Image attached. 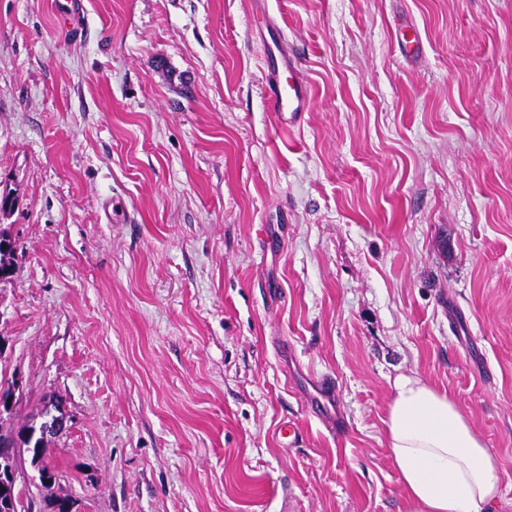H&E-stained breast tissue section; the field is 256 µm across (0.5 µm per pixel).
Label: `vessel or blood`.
I'll use <instances>...</instances> for the list:
<instances>
[{"instance_id":"vessel-or-blood-1","label":"vessel or blood","mask_w":512,"mask_h":512,"mask_svg":"<svg viewBox=\"0 0 512 512\" xmlns=\"http://www.w3.org/2000/svg\"><path fill=\"white\" fill-rule=\"evenodd\" d=\"M265 30L270 39L264 67L265 104L278 121L289 125L299 120L309 107L308 81L298 59L290 52L287 41L279 33L274 18H267ZM313 390L315 397L309 403L312 413L326 419V428L330 433L343 432L346 428L344 415L334 408L335 378L329 375L317 377Z\"/></svg>"}]
</instances>
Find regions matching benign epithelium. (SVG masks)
Listing matches in <instances>:
<instances>
[{"label": "benign epithelium", "mask_w": 512, "mask_h": 512, "mask_svg": "<svg viewBox=\"0 0 512 512\" xmlns=\"http://www.w3.org/2000/svg\"><path fill=\"white\" fill-rule=\"evenodd\" d=\"M15 385H9L0 389V460L9 464L6 479L0 483L8 487V499L3 508L8 512H26L22 489L20 485L25 483L28 475L25 464L29 449L16 447L14 438L6 433L7 426L11 423L10 409L14 399ZM57 413L42 420L36 430L38 437L48 440L60 435L68 427L69 416L61 401H55Z\"/></svg>", "instance_id": "1"}]
</instances>
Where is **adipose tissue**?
Instances as JSON below:
<instances>
[{
    "mask_svg": "<svg viewBox=\"0 0 512 512\" xmlns=\"http://www.w3.org/2000/svg\"><path fill=\"white\" fill-rule=\"evenodd\" d=\"M383 423L404 512H493L502 500L500 459L458 403L422 377L394 379Z\"/></svg>",
    "mask_w": 512,
    "mask_h": 512,
    "instance_id": "ef3b65f1",
    "label": "adipose tissue"
}]
</instances>
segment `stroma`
I'll list each match as a JSON object with an SVG mask.
<instances>
[{
    "mask_svg": "<svg viewBox=\"0 0 512 512\" xmlns=\"http://www.w3.org/2000/svg\"><path fill=\"white\" fill-rule=\"evenodd\" d=\"M1 194L0 380L18 425L63 400L74 512H402L383 418L414 374L512 512V0H0ZM265 30L269 54L265 57L264 100L269 112L286 125L299 120L309 107L310 90L300 63L279 33L275 19L268 15ZM315 392L314 400H311L309 406L312 413L319 418H328L326 428L332 434H339L346 428V422L343 413L335 410L334 402L336 399V380L331 375H321L313 382Z\"/></svg>",
    "mask_w": 512,
    "mask_h": 512,
    "instance_id": "stroma-1",
    "label": "stroma"
}]
</instances>
